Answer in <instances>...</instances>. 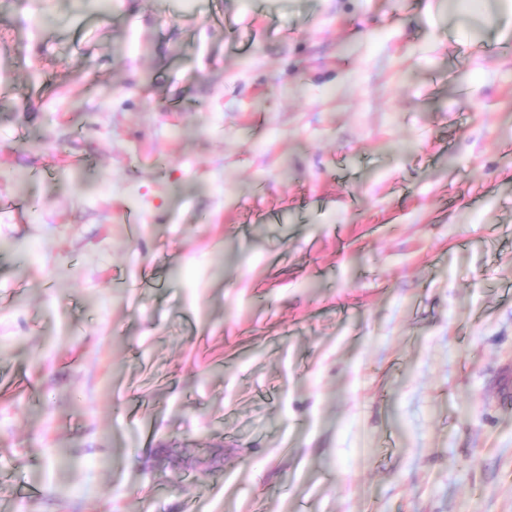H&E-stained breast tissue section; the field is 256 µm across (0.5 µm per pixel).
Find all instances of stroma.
Masks as SVG:
<instances>
[{
  "label": "stroma",
  "mask_w": 512,
  "mask_h": 512,
  "mask_svg": "<svg viewBox=\"0 0 512 512\" xmlns=\"http://www.w3.org/2000/svg\"><path fill=\"white\" fill-rule=\"evenodd\" d=\"M0 0V512H512V9Z\"/></svg>",
  "instance_id": "1"
}]
</instances>
